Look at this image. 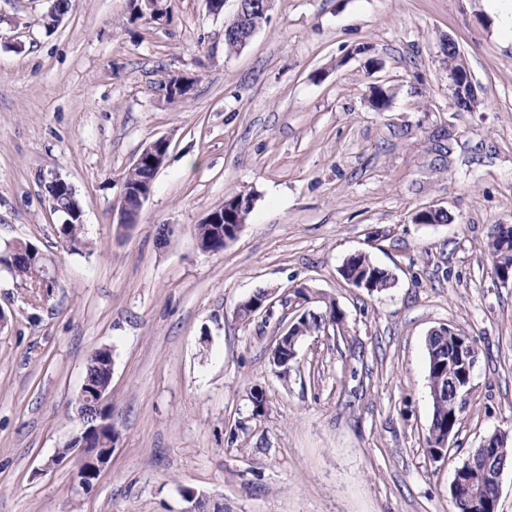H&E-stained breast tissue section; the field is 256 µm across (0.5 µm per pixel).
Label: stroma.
Instances as JSON below:
<instances>
[{
	"mask_svg": "<svg viewBox=\"0 0 512 512\" xmlns=\"http://www.w3.org/2000/svg\"><path fill=\"white\" fill-rule=\"evenodd\" d=\"M166 6L133 21L129 0H71L48 31L47 0H0V246L31 243L57 273L45 298L0 271V512H184L187 489L224 512H452L456 469L512 429V285L486 251L491 225L512 224V37L487 0H275L230 52L236 0ZM448 38L476 111L448 94ZM176 72L196 79L188 103L160 91ZM161 136L140 221L117 229L123 176ZM55 176L82 204L78 252L44 189ZM236 193L254 199L245 227L201 252L195 225ZM430 206L450 221L414 223ZM357 252L392 288L343 279ZM298 286L345 325L304 338L283 379L271 353L304 310ZM260 289L280 303L239 319ZM443 324L475 338L478 364L436 460L425 341ZM102 348L112 461L79 496L72 463L44 464L79 432Z\"/></svg>",
	"mask_w": 512,
	"mask_h": 512,
	"instance_id": "obj_1",
	"label": "stroma"
}]
</instances>
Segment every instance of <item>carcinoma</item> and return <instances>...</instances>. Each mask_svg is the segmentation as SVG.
<instances>
[{"label":"carcinoma","mask_w":512,"mask_h":512,"mask_svg":"<svg viewBox=\"0 0 512 512\" xmlns=\"http://www.w3.org/2000/svg\"><path fill=\"white\" fill-rule=\"evenodd\" d=\"M60 236L72 251H78L85 246L81 224L63 225ZM510 236H512V224H495L491 228L488 249L497 270L502 267L512 268V250L507 252L502 249V242ZM0 264L21 284L26 285L31 282L38 286L44 275V260L36 257L24 246L7 247L0 251ZM342 271L347 277L369 276L376 293L385 291L394 284L393 274L374 263L367 255L348 262ZM343 322V313L332 301L325 305V308L309 314L305 321L303 335L319 332L328 326L339 329ZM426 351L428 382L433 400V413L427 431L426 445L428 451L432 452L442 438L455 434L460 412L464 408V398L463 393L453 392L451 380L460 377L463 371L461 358L468 354L477 355V348L473 338L459 332L457 336L449 338L427 337ZM111 363L110 351H98L89 367L90 374L98 381H105L107 371L111 369ZM511 439L512 436L508 432L501 430L485 436V440L492 445L491 452L494 454L492 464L512 461V447L509 446ZM495 493L494 486L487 483L483 499L477 501L468 497H459L453 501L454 512H485V503L495 498Z\"/></svg>","instance_id":"1"}]
</instances>
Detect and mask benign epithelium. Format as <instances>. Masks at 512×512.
<instances>
[{
	"mask_svg": "<svg viewBox=\"0 0 512 512\" xmlns=\"http://www.w3.org/2000/svg\"><path fill=\"white\" fill-rule=\"evenodd\" d=\"M162 2L163 0H131L133 9L138 15L156 20L166 15V9L162 7ZM251 2L252 0H237L235 13L224 22V35L238 38L243 46L259 30L257 26L243 29V26L249 21L250 8L248 4ZM174 77L175 83L172 87L163 90L164 96L168 99L177 97L181 91L184 92V95H189L193 90L191 77L182 73H176ZM448 91L457 108L460 106L467 108L470 102L477 98L471 74L467 70L448 72ZM169 148L170 139L164 136L143 147L134 160L133 166L148 168L149 176L145 178L144 182L134 186L122 185L121 192L112 207V223L120 228L138 223L142 208L152 194L155 178L168 156ZM247 206H252V203L241 205L237 211L229 213L225 211V208L229 207V204L226 203L222 209L211 210L203 223L215 226L214 237L225 242L231 241L238 236L246 224V220L242 218V210ZM277 301L278 298L273 292L265 294L258 302L251 296L238 305L237 314L240 316L246 314L251 319L259 312H270ZM81 392L92 396L93 400L79 412L81 419L80 441L66 454H57L48 460L45 469H51L66 459L74 460L76 469L73 472V486L76 492L88 494L95 488L102 473L109 467L112 460V449L91 448L89 439L112 424V412L108 386L95 385L90 375L87 374L84 376ZM183 497L189 503L184 512H223L224 510V504L189 489L183 492Z\"/></svg>",
	"mask_w": 512,
	"mask_h": 512,
	"instance_id": "1",
	"label": "benign epithelium"
}]
</instances>
